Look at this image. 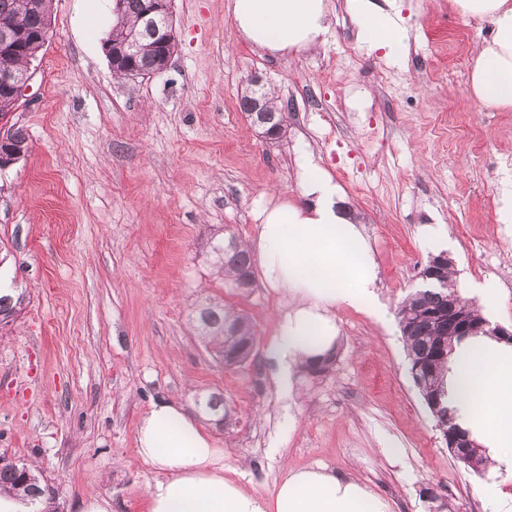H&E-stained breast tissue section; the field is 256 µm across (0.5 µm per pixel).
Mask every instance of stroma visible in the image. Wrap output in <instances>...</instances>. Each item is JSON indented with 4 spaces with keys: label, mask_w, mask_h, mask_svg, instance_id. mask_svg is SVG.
Listing matches in <instances>:
<instances>
[{
    "label": "stroma",
    "mask_w": 512,
    "mask_h": 512,
    "mask_svg": "<svg viewBox=\"0 0 512 512\" xmlns=\"http://www.w3.org/2000/svg\"><path fill=\"white\" fill-rule=\"evenodd\" d=\"M232 0H173L168 69L115 77L101 43L111 0H53L35 76L11 117L28 151L0 171V456L35 464L58 512L87 494L146 512L156 473L138 454L150 404H181L224 450V477L271 497L287 471L322 465L385 498L391 512H486L485 475L458 463L409 373L397 321L337 307L336 363L280 394L264 363L226 368L197 334V310L230 306L267 343L279 310L264 283L226 287L212 238L249 242L262 206L299 200L309 154L345 193L389 312L420 288L448 237L458 288L499 291L512 327V112L472 96V45L487 23L449 0H401L408 48L367 52L343 0L311 51L269 55L233 25ZM287 103L285 134L261 137L239 101L252 74ZM223 394L221 421L201 406Z\"/></svg>",
    "instance_id": "1"
}]
</instances>
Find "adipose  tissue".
<instances>
[{
  "label": "adipose tissue",
  "mask_w": 512,
  "mask_h": 512,
  "mask_svg": "<svg viewBox=\"0 0 512 512\" xmlns=\"http://www.w3.org/2000/svg\"><path fill=\"white\" fill-rule=\"evenodd\" d=\"M464 15L486 21L471 87L482 104L512 109V0H452ZM368 51L402 55L408 40L398 5L345 0ZM238 32L268 54L308 51L330 31L328 0H232ZM301 199L261 209L250 247L264 284L282 298L264 360L282 393L304 362L336 345L334 311L344 305L379 322L388 311L375 298L378 267L359 225L345 215L342 189L314 159L298 169ZM448 405L457 424L481 444L492 479L488 512H512V344L492 335L456 343L448 360ZM136 445L157 476L146 512H390L388 502L359 481L324 466L287 472L271 498L224 477V453L177 403L157 401L139 419Z\"/></svg>",
  "instance_id": "obj_1"
}]
</instances>
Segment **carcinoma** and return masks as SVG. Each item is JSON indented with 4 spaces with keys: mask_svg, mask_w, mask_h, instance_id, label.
Instances as JSON below:
<instances>
[{
    "mask_svg": "<svg viewBox=\"0 0 512 512\" xmlns=\"http://www.w3.org/2000/svg\"><path fill=\"white\" fill-rule=\"evenodd\" d=\"M52 0H0V20L7 19L16 26L30 33L49 30L51 26ZM142 0H122V10L113 19L112 29L104 44L119 52L133 32L141 29ZM43 48L39 42H27L17 53L18 70H23L35 60ZM176 41L160 50L145 52L135 59V66L141 71L140 77H151L161 66L162 52L173 54ZM267 97L271 102L270 115L277 116L287 110L277 105V100L267 88H252L241 98L242 111L249 112V101L256 92ZM9 145L18 151H27V137L24 130L16 124L8 129ZM213 253L218 259V271L224 275L231 288H252L255 285L253 260L244 244L233 237L228 243L222 242L213 246ZM448 315V291L424 285L412 295L404 299L397 308L398 325L406 345L409 372L423 381L428 395L432 396V417L435 427L441 435L458 430L454 422L452 410L448 407L444 389V377L448 355L452 351L454 328L448 321L440 323L421 319L416 314L417 305ZM199 336L207 343L224 352V367L240 368L251 363L257 355L258 339L255 325L244 313L230 311L224 307L208 306L200 311ZM457 460L475 472L485 467L482 451L479 448H466ZM26 469V475H20L12 464L0 465V490H22L38 499V493L44 485L41 477L34 474V469L19 465Z\"/></svg>",
    "mask_w": 512,
    "mask_h": 512,
    "instance_id": "obj_1",
    "label": "carcinoma"
}]
</instances>
